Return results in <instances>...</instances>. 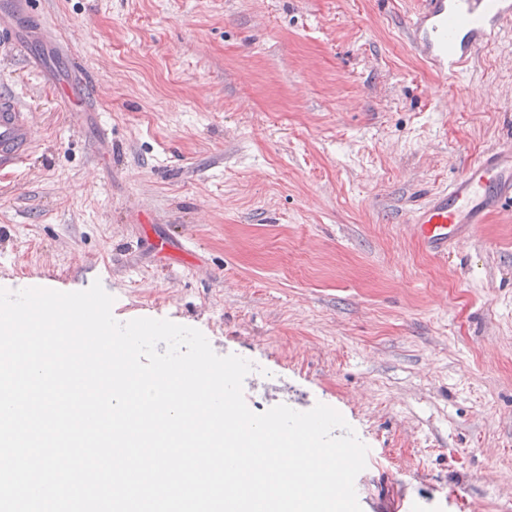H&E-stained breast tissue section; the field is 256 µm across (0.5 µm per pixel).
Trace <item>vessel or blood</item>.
<instances>
[{"label":"vessel or blood","mask_w":512,"mask_h":512,"mask_svg":"<svg viewBox=\"0 0 512 512\" xmlns=\"http://www.w3.org/2000/svg\"><path fill=\"white\" fill-rule=\"evenodd\" d=\"M511 26L512 0H422L409 35L416 53L431 70L455 80L482 48L496 42ZM79 90L87 101H96V85L74 62L60 90L62 103L74 100ZM35 139L29 112L15 95L1 92L0 170L19 168ZM508 204L512 205V143L471 159L446 190L413 209L407 222L431 250L442 253Z\"/></svg>","instance_id":"vessel-or-blood-1"}]
</instances>
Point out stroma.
Returning a JSON list of instances; mask_svg holds the SVG:
<instances>
[{
  "mask_svg": "<svg viewBox=\"0 0 512 512\" xmlns=\"http://www.w3.org/2000/svg\"><path fill=\"white\" fill-rule=\"evenodd\" d=\"M36 2L46 70L0 43L37 129L0 172V287L100 282L118 321L251 361L253 412L333 407L362 512H512V212L441 258L406 224L512 138V28L453 84L406 37L418 0ZM72 52L85 114L53 89Z\"/></svg>",
  "mask_w": 512,
  "mask_h": 512,
  "instance_id": "obj_1",
  "label": "stroma"
}]
</instances>
